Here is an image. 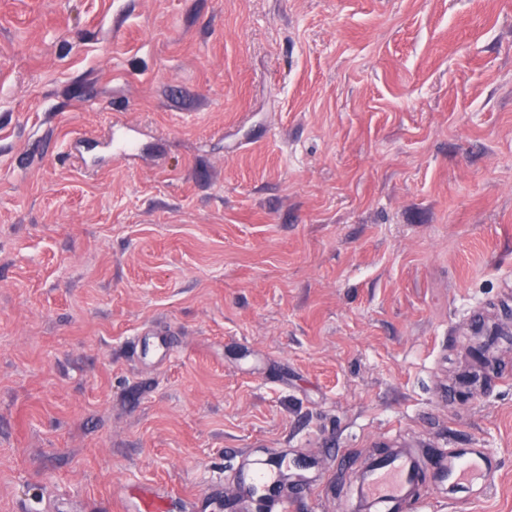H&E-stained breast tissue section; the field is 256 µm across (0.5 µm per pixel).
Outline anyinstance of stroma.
Listing matches in <instances>:
<instances>
[{
    "mask_svg": "<svg viewBox=\"0 0 512 512\" xmlns=\"http://www.w3.org/2000/svg\"><path fill=\"white\" fill-rule=\"evenodd\" d=\"M396 446L512 512V0H0V512Z\"/></svg>",
    "mask_w": 512,
    "mask_h": 512,
    "instance_id": "stroma-1",
    "label": "stroma"
}]
</instances>
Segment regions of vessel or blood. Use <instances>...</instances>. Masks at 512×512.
<instances>
[{
    "mask_svg": "<svg viewBox=\"0 0 512 512\" xmlns=\"http://www.w3.org/2000/svg\"><path fill=\"white\" fill-rule=\"evenodd\" d=\"M496 459L481 448L403 449L379 458L357 477L356 512H397L399 506L413 504L425 512L429 500L419 496L420 484L468 487L480 493L483 483L497 473ZM240 489L264 502L274 503L277 512H293L295 499L284 493L278 467L264 471L250 468L236 475Z\"/></svg>",
    "mask_w": 512,
    "mask_h": 512,
    "instance_id": "vessel-or-blood-1",
    "label": "vessel or blood"
}]
</instances>
